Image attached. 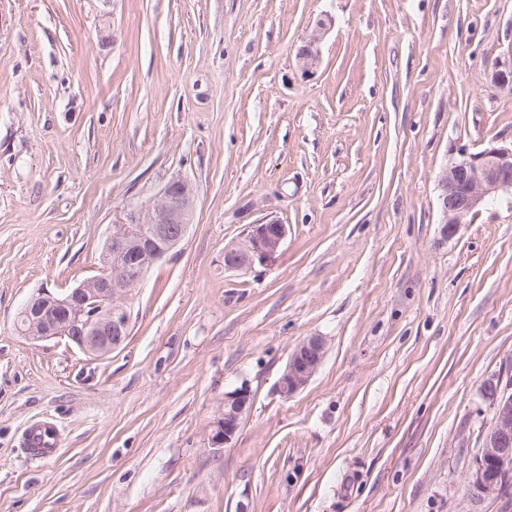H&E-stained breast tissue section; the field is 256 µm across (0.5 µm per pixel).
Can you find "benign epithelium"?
<instances>
[{"instance_id": "obj_1", "label": "benign epithelium", "mask_w": 512, "mask_h": 512, "mask_svg": "<svg viewBox=\"0 0 512 512\" xmlns=\"http://www.w3.org/2000/svg\"><path fill=\"white\" fill-rule=\"evenodd\" d=\"M327 30L326 21H318L299 47L297 60L303 74L317 68ZM493 82L501 90L512 91V57L498 65ZM438 186L444 233L451 236L489 199L512 192V147L490 145L478 152L462 153L444 168ZM195 197L192 183L176 179L148 206L126 213L112 225L104 244V253L117 257L111 268L64 293L42 289L25 302L22 315L34 327L26 338L65 339L91 359L106 357L120 348L130 335V292L185 237ZM287 235L288 225L278 221L249 225L224 246V271H250L271 263ZM325 349L322 336H309L298 343L278 380L280 393L290 396L306 386L321 365ZM488 392L493 418L482 431L480 451L466 481V496L472 501L502 496L509 481L484 462L512 455V382L503 387L491 380ZM250 400L246 388L224 395L223 408L212 424L211 447L221 448L237 436Z\"/></svg>"}]
</instances>
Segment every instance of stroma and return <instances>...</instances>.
<instances>
[{"mask_svg":"<svg viewBox=\"0 0 512 512\" xmlns=\"http://www.w3.org/2000/svg\"><path fill=\"white\" fill-rule=\"evenodd\" d=\"M511 57L512 0H0V512H504L465 485L485 384L512 374V194L447 237L438 176L512 145ZM175 179L193 220L121 348L14 332ZM270 219L276 259L224 271ZM311 335L323 362L283 397ZM46 419L61 452L37 461ZM328 30L325 20H319L316 27L297 51V60L303 74H313L321 56V42ZM288 235V227L278 221L251 224L237 238L224 245V271H250L271 263ZM326 343L322 336H309L294 347L277 383L281 394L290 396L306 386L322 363ZM251 395L247 388L225 394L223 408L212 424L210 445L222 448L237 436L250 405ZM59 429L51 421L43 420L31 424L24 437V446L36 459H45L59 452Z\"/></svg>","mask_w":512,"mask_h":512,"instance_id":"1","label":"stroma"}]
</instances>
